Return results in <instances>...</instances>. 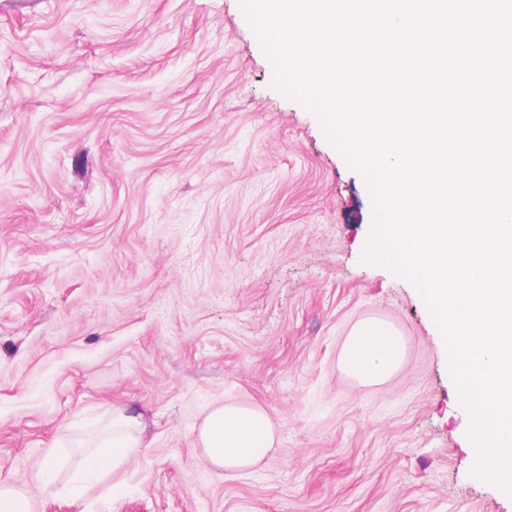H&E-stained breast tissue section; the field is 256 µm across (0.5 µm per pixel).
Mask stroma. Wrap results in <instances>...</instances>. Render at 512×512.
I'll return each instance as SVG.
<instances>
[{"label": "stroma", "instance_id": "stroma-1", "mask_svg": "<svg viewBox=\"0 0 512 512\" xmlns=\"http://www.w3.org/2000/svg\"><path fill=\"white\" fill-rule=\"evenodd\" d=\"M273 77L239 0H0V485L33 512H512L421 294L363 259L366 181ZM370 317L406 354L365 385ZM118 402L150 446L75 496ZM222 403L279 427L229 480L194 443ZM405 342L390 323L369 318L356 323L341 354L344 370L366 384L390 377L402 364Z\"/></svg>", "mask_w": 512, "mask_h": 512}]
</instances>
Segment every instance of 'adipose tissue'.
I'll return each instance as SVG.
<instances>
[{
    "instance_id": "obj_1",
    "label": "adipose tissue",
    "mask_w": 512,
    "mask_h": 512,
    "mask_svg": "<svg viewBox=\"0 0 512 512\" xmlns=\"http://www.w3.org/2000/svg\"><path fill=\"white\" fill-rule=\"evenodd\" d=\"M405 342L390 323L369 318L356 323L341 354L344 370L366 384L390 377L402 364ZM144 412L132 405H113L102 434L87 443L80 466L97 481L119 478L146 447ZM277 429L260 407L225 403L211 407L196 433V444L212 470L232 478L258 465L273 448Z\"/></svg>"
}]
</instances>
